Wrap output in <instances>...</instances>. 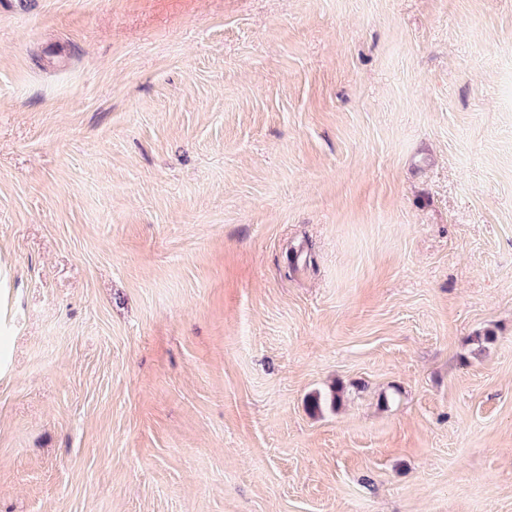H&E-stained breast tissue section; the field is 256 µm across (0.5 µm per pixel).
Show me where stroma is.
<instances>
[{"label":"stroma","instance_id":"obj_1","mask_svg":"<svg viewBox=\"0 0 512 512\" xmlns=\"http://www.w3.org/2000/svg\"><path fill=\"white\" fill-rule=\"evenodd\" d=\"M0 512H512V0H0Z\"/></svg>","mask_w":512,"mask_h":512}]
</instances>
